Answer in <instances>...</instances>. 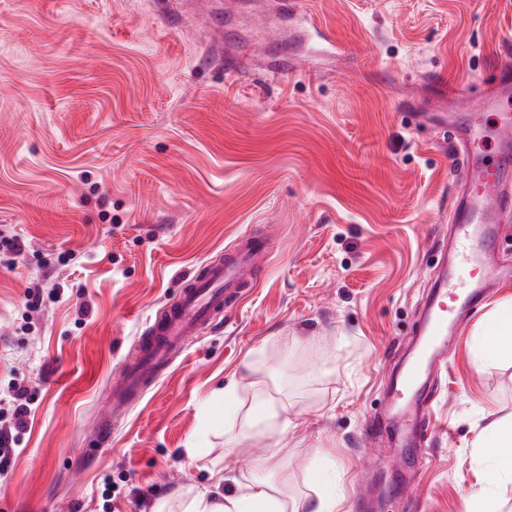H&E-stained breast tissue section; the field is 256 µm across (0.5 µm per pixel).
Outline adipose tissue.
<instances>
[{
  "instance_id": "adipose-tissue-1",
  "label": "adipose tissue",
  "mask_w": 512,
  "mask_h": 512,
  "mask_svg": "<svg viewBox=\"0 0 512 512\" xmlns=\"http://www.w3.org/2000/svg\"><path fill=\"white\" fill-rule=\"evenodd\" d=\"M499 471L512 478V421H492L476 437ZM223 482L232 485L229 494L194 497L186 512H288V499L267 485L225 468Z\"/></svg>"
}]
</instances>
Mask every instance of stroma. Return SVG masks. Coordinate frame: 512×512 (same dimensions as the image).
<instances>
[{
  "instance_id": "1",
  "label": "stroma",
  "mask_w": 512,
  "mask_h": 512,
  "mask_svg": "<svg viewBox=\"0 0 512 512\" xmlns=\"http://www.w3.org/2000/svg\"><path fill=\"white\" fill-rule=\"evenodd\" d=\"M290 2L0 0V232L25 241L0 262V380L38 396L0 512H183L228 467L342 512H466L483 490L512 512L475 446L512 414V356L474 365L512 283L462 323L426 446L381 418L462 180L438 100L512 54V0ZM308 13L341 54L298 38ZM263 227L257 287L100 442L150 318ZM262 396L288 406L280 436L244 428Z\"/></svg>"
}]
</instances>
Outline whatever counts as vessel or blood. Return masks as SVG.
Here are the masks:
<instances>
[{
    "label": "vessel or blood",
    "instance_id": "b4317fda",
    "mask_svg": "<svg viewBox=\"0 0 512 512\" xmlns=\"http://www.w3.org/2000/svg\"><path fill=\"white\" fill-rule=\"evenodd\" d=\"M464 82L449 97L470 122L453 127L457 162L465 180L451 217L458 244L452 262L442 271L429 314L412 344L408 363L389 381L394 403L390 425L404 446H422L434 424L433 388L428 370L442 369L459 316L485 299L482 279L507 278L494 267L492 255L504 215L512 213V60H498L479 96ZM268 246L263 237L243 235L223 259L206 264L201 274L184 281L135 345L112 392L113 407L140 398L147 385L170 366L175 353L198 335L224 309L257 285L266 268Z\"/></svg>",
    "mask_w": 512,
    "mask_h": 512
}]
</instances>
